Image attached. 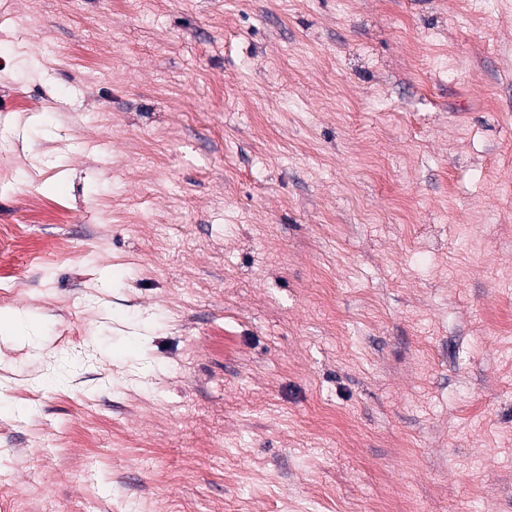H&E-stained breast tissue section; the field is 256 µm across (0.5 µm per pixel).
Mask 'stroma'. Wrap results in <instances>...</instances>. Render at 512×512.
Here are the masks:
<instances>
[{"instance_id": "stroma-1", "label": "stroma", "mask_w": 512, "mask_h": 512, "mask_svg": "<svg viewBox=\"0 0 512 512\" xmlns=\"http://www.w3.org/2000/svg\"><path fill=\"white\" fill-rule=\"evenodd\" d=\"M2 251L9 512H512V0H0Z\"/></svg>"}]
</instances>
